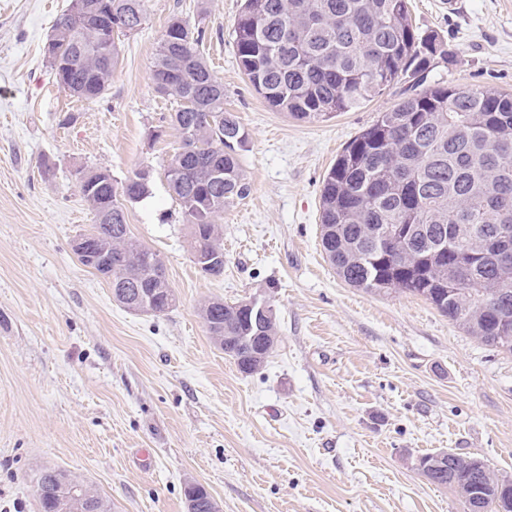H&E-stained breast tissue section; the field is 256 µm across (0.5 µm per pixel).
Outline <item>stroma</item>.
<instances>
[{"mask_svg":"<svg viewBox=\"0 0 512 512\" xmlns=\"http://www.w3.org/2000/svg\"><path fill=\"white\" fill-rule=\"evenodd\" d=\"M147 0L103 97L71 98L43 48L68 0H0V512H40L49 467L84 480L112 512H187L186 483L220 512H463L413 466L438 449L512 476V355L430 303L347 285L321 247V188L337 155L402 97L398 85L325 122L271 110L231 39L241 0ZM448 46L430 77L512 94V0H408ZM202 24L199 46L248 135L249 195L225 209L224 274L203 275L164 169L179 145L151 71L169 18ZM151 193L131 233L163 260L177 302L126 311L73 241L94 222L77 173ZM269 294L278 346L246 375L198 315L201 302Z\"/></svg>","mask_w":512,"mask_h":512,"instance_id":"stroma-1","label":"stroma"}]
</instances>
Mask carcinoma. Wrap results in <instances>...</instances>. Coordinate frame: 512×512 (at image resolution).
<instances>
[{
  "label": "carcinoma",
  "instance_id": "cac0c4a2",
  "mask_svg": "<svg viewBox=\"0 0 512 512\" xmlns=\"http://www.w3.org/2000/svg\"><path fill=\"white\" fill-rule=\"evenodd\" d=\"M103 16L84 23L73 5L56 18L55 82L70 96L100 99L119 62L115 36L138 32L146 0H86ZM205 30L174 15L152 69L155 91L176 109L180 148L164 170L190 230L192 258L209 256L201 272L224 274V208L249 193L238 149L247 134L224 110V84L198 51ZM236 56L254 90L274 110L308 122L327 121L383 95L399 83L412 93L344 148L323 181L321 246L348 285L376 295L405 293L431 303L480 343L512 354V95L496 89L426 84L431 63L448 58L434 34L409 19L407 0H242L232 29ZM79 190L94 224L78 239L91 253L80 262L111 285L136 283L148 301L123 308L154 316L176 305L159 255L135 238L126 204L149 195V175L124 182L97 169L80 172ZM241 302L204 301L199 316L216 347L246 374L274 352L278 315L246 322ZM432 484L452 489L464 512L469 487L512 495V477L481 459L443 450L419 456ZM40 512H74L71 495L87 493L88 512H111L84 481L47 469L37 481ZM187 512H214L202 486L186 484Z\"/></svg>",
  "mask_w": 512,
  "mask_h": 512
}]
</instances>
